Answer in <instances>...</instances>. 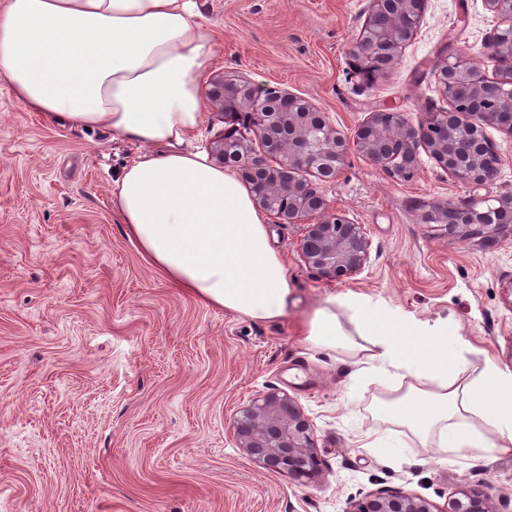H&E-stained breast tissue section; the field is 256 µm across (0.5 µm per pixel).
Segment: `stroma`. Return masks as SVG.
Masks as SVG:
<instances>
[{
	"instance_id": "1",
	"label": "stroma",
	"mask_w": 512,
	"mask_h": 512,
	"mask_svg": "<svg viewBox=\"0 0 512 512\" xmlns=\"http://www.w3.org/2000/svg\"><path fill=\"white\" fill-rule=\"evenodd\" d=\"M220 39L205 76L239 75L310 100L347 139L370 112L417 122L442 108L432 66L474 57L496 78L484 0H426L399 61L368 83L348 48L371 0H198ZM502 157L473 190L419 153L399 181L350 153L323 186L332 209L372 241L342 283L302 261L296 227L271 223L294 304L269 322L200 304L165 281L120 224L113 182L137 145L72 129L26 108L0 83V512H346L406 490L444 507L488 484L512 512V453L480 462L407 440L373 408L386 393L336 350L308 348L306 324L328 297L355 294L395 313L456 325L480 365L512 371V243L485 248L421 215L436 204L512 193V135L488 129ZM276 388L312 421L321 472L302 483L238 448L233 420ZM390 446L383 455L367 436Z\"/></svg>"
}]
</instances>
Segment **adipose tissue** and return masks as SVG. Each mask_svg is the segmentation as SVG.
I'll return each mask as SVG.
<instances>
[{
    "mask_svg": "<svg viewBox=\"0 0 512 512\" xmlns=\"http://www.w3.org/2000/svg\"><path fill=\"white\" fill-rule=\"evenodd\" d=\"M216 47L195 0H0V82L15 98L142 146L114 196L143 259L203 303L273 321L287 314L292 288L265 217L234 170L187 147L205 120ZM305 340L406 372L407 390L380 399L375 414L420 443L474 461L512 451V371L489 358L472 367L468 342L447 323L396 319L343 295L317 310Z\"/></svg>",
    "mask_w": 512,
    "mask_h": 512,
    "instance_id": "adipose-tissue-1",
    "label": "adipose tissue"
}]
</instances>
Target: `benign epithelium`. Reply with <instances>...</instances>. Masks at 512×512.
I'll return each instance as SVG.
<instances>
[{"label":"benign epithelium","instance_id":"1","mask_svg":"<svg viewBox=\"0 0 512 512\" xmlns=\"http://www.w3.org/2000/svg\"><path fill=\"white\" fill-rule=\"evenodd\" d=\"M486 9L499 20L489 37V47L499 79L472 82L467 97L459 94L461 76L476 69L464 53H448L433 66V75L448 107L429 112L412 123L393 108L370 113L348 141L307 99L286 90L275 95L288 108L273 106L267 88L235 76L222 75L209 83L206 97L217 117L230 121L229 102L252 105L253 123L245 138L231 142L219 135L210 145L218 163L233 155L237 174L247 186L258 187L256 206L279 224L301 227L299 252L305 265L329 281L351 279L360 274L369 259L371 241L364 225L330 211L322 182L342 169L350 150L391 177L407 180L416 174L419 149L428 151L436 164L460 183L473 188L496 178L501 160L487 128L512 135V0H484ZM425 0H371V9L349 53L368 56L376 50L370 43L374 17L394 11L389 25L392 36L381 42L379 74L386 73L400 58L419 27ZM259 139L261 151L253 148ZM309 172L315 178L304 177ZM288 197V206H275L278 196ZM426 221L445 226L448 234L463 239L480 238L493 247L501 238H512V194L490 200L468 198L440 204L425 213ZM239 447L250 457L285 471L297 479L319 473L314 428L297 403L287 394L269 391L241 411L234 422ZM354 512H494L492 496L483 490L463 488L442 510L413 493L400 490L375 493Z\"/></svg>","mask_w":512,"mask_h":512}]
</instances>
